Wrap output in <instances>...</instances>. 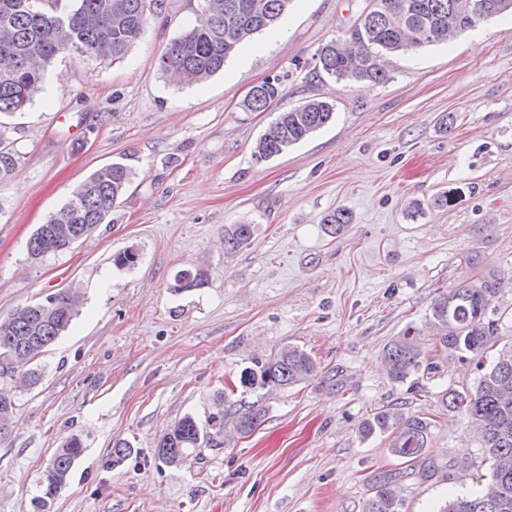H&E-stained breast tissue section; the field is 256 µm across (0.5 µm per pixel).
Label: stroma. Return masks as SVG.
Segmentation results:
<instances>
[{
	"label": "stroma",
	"mask_w": 512,
	"mask_h": 512,
	"mask_svg": "<svg viewBox=\"0 0 512 512\" xmlns=\"http://www.w3.org/2000/svg\"><path fill=\"white\" fill-rule=\"evenodd\" d=\"M120 59L63 51L21 112L0 118L19 156L0 183V320L28 302L77 293L68 332L35 361L36 385L13 389L17 422L0 441V512H33L39 478L70 438L84 453L49 512H361L371 479L398 466L386 437H359L376 409L432 417L429 479L402 482L406 512L490 479L468 418L439 405L473 388L474 361L444 357L421 390L393 384L384 346L414 327L434 346L430 305L477 269L499 279L498 348L512 346V15L389 57L385 83L349 85L317 68L368 0H292L207 81L170 82L166 48L204 0H168ZM267 111L242 102L263 81ZM335 117L265 162L252 149L276 115L308 100ZM121 161L134 178L103 224L70 250L30 258L27 243L75 187ZM446 206H436L438 196ZM347 209L339 234L324 216ZM253 225L224 249V227ZM136 250L130 268L116 253ZM209 282L177 292L176 273ZM294 345L316 363L287 389L239 388L256 358ZM263 409L262 425L179 467L156 456L184 415ZM131 454L112 462V445ZM281 86L277 81H264L262 84L253 87L245 99L243 107L250 112H264L271 102L281 94Z\"/></svg>",
	"instance_id": "obj_1"
}]
</instances>
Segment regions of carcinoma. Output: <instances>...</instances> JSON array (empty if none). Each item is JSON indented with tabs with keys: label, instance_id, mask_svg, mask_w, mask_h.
Wrapping results in <instances>:
<instances>
[{
	"label": "carcinoma",
	"instance_id": "1",
	"mask_svg": "<svg viewBox=\"0 0 512 512\" xmlns=\"http://www.w3.org/2000/svg\"><path fill=\"white\" fill-rule=\"evenodd\" d=\"M376 8L355 23L342 40H332L319 52V66L327 76L347 84L364 81L385 83L386 60L396 54L444 43L477 28L485 21L512 11V0H373ZM290 0H205L196 24L173 41L158 60L164 74H176L183 84L202 82L220 71L237 47L256 33L272 27L288 9ZM166 9L165 0H78V6L61 10L58 0H0V115L23 110L38 91L45 69L64 50L116 60L141 38L149 14ZM281 94L277 81L253 87L243 107L264 112ZM334 106L311 99L280 113L255 142L259 161L276 157L306 140L331 122ZM18 154L5 144L0 130V180L16 168ZM133 178L122 162L109 163L87 176L69 200L39 225L27 250L33 259L62 253L103 223ZM351 223L350 212L336 209L323 218L331 234ZM74 229L61 237L56 229ZM252 224L224 228L229 251L250 244ZM203 268L181 270L175 276L177 291L208 284ZM496 275H474L431 303L430 320L436 332L435 348L448 355L476 361L480 375L472 390L445 389L440 406L461 411L480 433L483 454L491 463V479L474 493L460 494L444 502L438 512H512V349L495 351L498 320L491 307ZM77 315L76 300L66 293L22 305L0 322V381H39L29 367L44 349L63 335ZM383 365L396 385L415 390L411 378L432 373L437 365L412 330L388 342ZM316 364L309 353L287 346L276 355L241 370L239 385L246 389H286L311 378ZM16 404L0 406V440L11 433ZM264 411L249 409L236 420V431L246 436L263 422ZM431 419L399 408H380L363 423L362 438L384 435L391 453L405 467L374 477L371 494L361 512H404L399 481L410 475L431 437ZM224 434V412L210 415L206 424L193 416L179 419L158 441L156 455L169 466H181L199 456ZM82 442L73 438L57 449L42 473V495L35 512H47L49 502L67 484L75 462L82 456Z\"/></svg>",
	"mask_w": 512,
	"mask_h": 512
}]
</instances>
